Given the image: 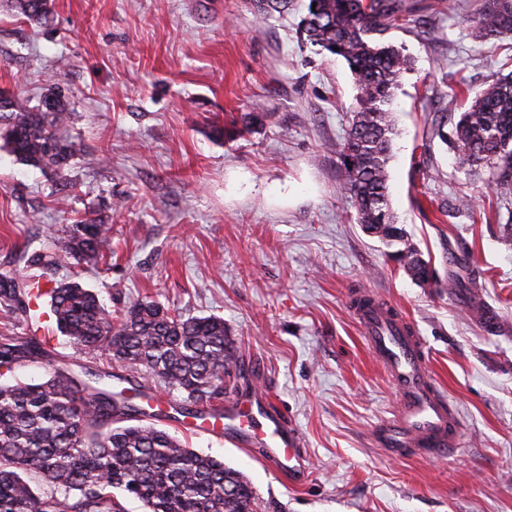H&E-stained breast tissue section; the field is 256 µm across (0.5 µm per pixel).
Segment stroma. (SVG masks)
<instances>
[{"label":"stroma","instance_id":"35a3bbf8","mask_svg":"<svg viewBox=\"0 0 512 512\" xmlns=\"http://www.w3.org/2000/svg\"><path fill=\"white\" fill-rule=\"evenodd\" d=\"M307 2L261 16L253 0H53L41 26L0 0V90L35 106L58 83L79 145L64 181L0 147V274L33 276L24 252L50 248V227L90 213L106 226V261L58 258L57 281L92 288L115 313L149 297L223 318L239 361L224 403L268 393L303 436L306 482L289 483L262 449L161 426L245 474L258 512H512V191L428 133L441 112L454 135L460 84L476 91L512 74V35L472 40L479 0H417L422 24L385 34L414 60L396 91L390 207L437 270V284L421 286L339 190L336 145L357 89L343 60L301 40ZM252 112L269 118L246 127ZM465 250L496 329L452 282ZM366 290L423 336L463 420L445 459H391L369 436L395 396L349 305ZM45 334L58 358L133 375L172 400L146 373L77 353L55 326Z\"/></svg>","mask_w":512,"mask_h":512}]
</instances>
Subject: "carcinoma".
Here are the masks:
<instances>
[{
    "instance_id": "cac0c4a2",
    "label": "carcinoma",
    "mask_w": 512,
    "mask_h": 512,
    "mask_svg": "<svg viewBox=\"0 0 512 512\" xmlns=\"http://www.w3.org/2000/svg\"><path fill=\"white\" fill-rule=\"evenodd\" d=\"M16 8L31 21L50 20L51 0H16ZM400 21H418L411 0H309L302 31L312 45L347 63L358 89L349 130L336 145L341 190L358 223L393 248L389 257L413 281L427 284L434 271L417 260L420 251L388 202L394 95L411 62L382 35ZM505 34H512V0H483L471 22L472 39L487 43ZM49 95L56 97L51 110L41 104L33 110L13 94L4 99L0 140L18 161L64 179L78 148L67 134V101L54 88ZM456 131L462 163H490L495 184L511 185L512 76L476 91ZM52 242L53 254L34 251L27 266L47 271L65 256L96 268L106 258L104 225L92 217L55 228ZM40 285L58 332L87 355L103 350L161 380L181 398L178 414L199 418L202 411L192 406L224 395L217 366L238 363L224 319L183 318L148 298L114 316L80 282L60 283L45 273L33 282L1 274L0 307L27 313L29 289ZM23 362L43 364L46 376L0 383V512H123L116 490L141 501L147 512H257L258 497L245 475L141 422L147 411L136 400L143 389L114 391L102 374L73 372L35 336H0V371Z\"/></svg>"
}]
</instances>
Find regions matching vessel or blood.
Masks as SVG:
<instances>
[{
	"label": "vessel or blood",
	"mask_w": 512,
	"mask_h": 512,
	"mask_svg": "<svg viewBox=\"0 0 512 512\" xmlns=\"http://www.w3.org/2000/svg\"><path fill=\"white\" fill-rule=\"evenodd\" d=\"M350 307L399 399L393 417L372 428L373 442L392 458L446 457L460 445L463 424L433 376L422 337L398 306L372 293L353 296ZM187 429L263 448L268 460L291 478L300 477L306 468L298 429L265 394L228 405L223 415L188 424Z\"/></svg>",
	"instance_id": "1"
}]
</instances>
